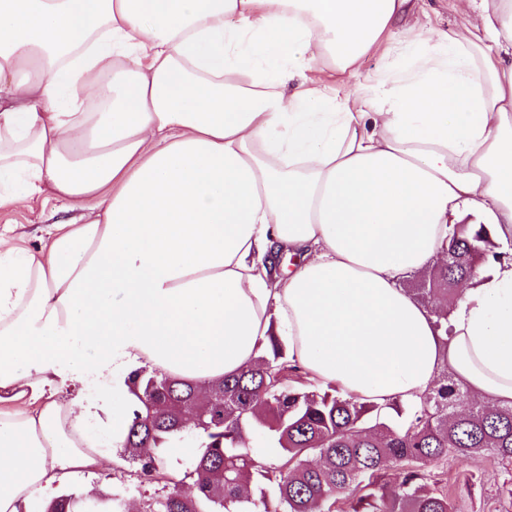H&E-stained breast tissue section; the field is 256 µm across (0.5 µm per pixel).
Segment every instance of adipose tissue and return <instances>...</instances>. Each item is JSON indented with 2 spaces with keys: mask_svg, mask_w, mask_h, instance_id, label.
Returning a JSON list of instances; mask_svg holds the SVG:
<instances>
[{
  "mask_svg": "<svg viewBox=\"0 0 512 512\" xmlns=\"http://www.w3.org/2000/svg\"><path fill=\"white\" fill-rule=\"evenodd\" d=\"M407 3L0 0V206L81 212L36 250L0 236V512L114 462L132 372L205 395L274 328L363 402L445 370L512 407V259L442 326L399 284L453 225L512 243V0H458L352 84ZM86 374L97 395L67 396Z\"/></svg>",
  "mask_w": 512,
  "mask_h": 512,
  "instance_id": "1",
  "label": "adipose tissue"
}]
</instances>
